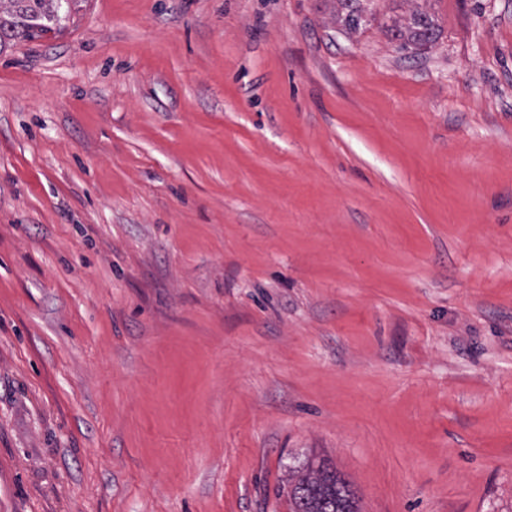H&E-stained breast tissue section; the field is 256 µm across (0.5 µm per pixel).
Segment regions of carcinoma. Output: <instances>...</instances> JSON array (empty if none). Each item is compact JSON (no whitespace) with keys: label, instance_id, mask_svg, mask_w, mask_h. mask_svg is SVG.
Listing matches in <instances>:
<instances>
[{"label":"carcinoma","instance_id":"1","mask_svg":"<svg viewBox=\"0 0 512 512\" xmlns=\"http://www.w3.org/2000/svg\"><path fill=\"white\" fill-rule=\"evenodd\" d=\"M72 0H0V48L19 39L59 32L70 19ZM336 22L347 33H356L370 22L364 0H336ZM391 39L408 47L426 48L440 35L435 15L413 9L404 24L384 25ZM290 512H357L350 483L324 461H311L288 471Z\"/></svg>","mask_w":512,"mask_h":512}]
</instances>
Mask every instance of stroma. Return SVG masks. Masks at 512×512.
<instances>
[{
    "mask_svg": "<svg viewBox=\"0 0 512 512\" xmlns=\"http://www.w3.org/2000/svg\"><path fill=\"white\" fill-rule=\"evenodd\" d=\"M79 0L0 49V512H512V0ZM364 1L370 0H336L339 5L336 22L346 33H357L371 21L367 17ZM439 27L435 15L419 6L411 11L407 23H384V28L391 39L399 41L403 49L410 46L415 49L426 48L434 44L440 35ZM288 502L291 512H356L350 483L325 461H308L289 468Z\"/></svg>",
    "mask_w": 512,
    "mask_h": 512,
    "instance_id": "obj_1",
    "label": "stroma"
}]
</instances>
